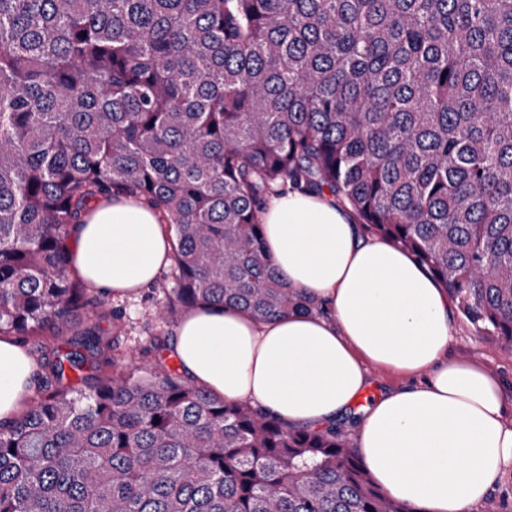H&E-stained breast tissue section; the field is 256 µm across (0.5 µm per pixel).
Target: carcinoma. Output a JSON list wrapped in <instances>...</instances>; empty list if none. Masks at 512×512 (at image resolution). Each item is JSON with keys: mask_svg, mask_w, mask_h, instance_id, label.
I'll list each match as a JSON object with an SVG mask.
<instances>
[{"mask_svg": "<svg viewBox=\"0 0 512 512\" xmlns=\"http://www.w3.org/2000/svg\"><path fill=\"white\" fill-rule=\"evenodd\" d=\"M291 182L407 251L512 353V0H0V334L71 333L0 427V512H413L336 426L129 360L66 240L114 193L170 226L168 317L313 305L259 213Z\"/></svg>", "mask_w": 512, "mask_h": 512, "instance_id": "obj_1", "label": "carcinoma"}]
</instances>
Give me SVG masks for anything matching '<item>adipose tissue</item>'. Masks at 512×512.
Returning <instances> with one entry per match:
<instances>
[{
	"mask_svg": "<svg viewBox=\"0 0 512 512\" xmlns=\"http://www.w3.org/2000/svg\"><path fill=\"white\" fill-rule=\"evenodd\" d=\"M261 222L280 275L316 311L255 321L230 307L193 310L170 341L182 374L314 426L351 410L370 367L412 377L364 409L357 452L375 485L415 512H472L512 469V417L500 376L449 359L446 288L405 251L366 235L329 195L287 187ZM172 251L160 211L132 195L99 201L70 232L75 273L120 300L151 286ZM36 369L19 340L0 335V426L24 409Z\"/></svg>",
	"mask_w": 512,
	"mask_h": 512,
	"instance_id": "obj_1",
	"label": "adipose tissue"
}]
</instances>
